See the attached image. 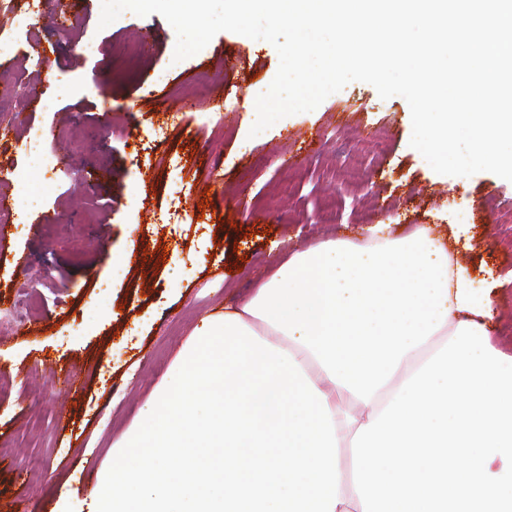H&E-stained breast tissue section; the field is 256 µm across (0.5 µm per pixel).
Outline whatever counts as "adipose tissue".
Here are the masks:
<instances>
[{
    "mask_svg": "<svg viewBox=\"0 0 512 512\" xmlns=\"http://www.w3.org/2000/svg\"><path fill=\"white\" fill-rule=\"evenodd\" d=\"M494 311L425 224L295 250L202 318L58 512H512Z\"/></svg>",
    "mask_w": 512,
    "mask_h": 512,
    "instance_id": "ef3b65f1",
    "label": "adipose tissue"
}]
</instances>
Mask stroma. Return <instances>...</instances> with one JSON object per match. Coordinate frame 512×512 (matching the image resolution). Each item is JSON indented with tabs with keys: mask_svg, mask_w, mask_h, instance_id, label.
<instances>
[{
	"mask_svg": "<svg viewBox=\"0 0 512 512\" xmlns=\"http://www.w3.org/2000/svg\"><path fill=\"white\" fill-rule=\"evenodd\" d=\"M68 3L76 22L60 39L27 26L28 0H0V38L17 48L0 84L24 89L0 165L25 186L0 242V294L38 290L29 316L0 329V512H55L63 488L83 490L200 320L322 238L434 225L476 287L500 280L512 353V182L436 173L410 145L408 102L364 82L250 136L243 103L277 72L272 44L223 31L177 62L159 14L103 28L101 0ZM201 74L222 99L197 96ZM383 126L386 155L351 166L360 136ZM102 170L111 186L93 184Z\"/></svg>",
	"mask_w": 512,
	"mask_h": 512,
	"instance_id": "35a3bbf8",
	"label": "stroma"
}]
</instances>
